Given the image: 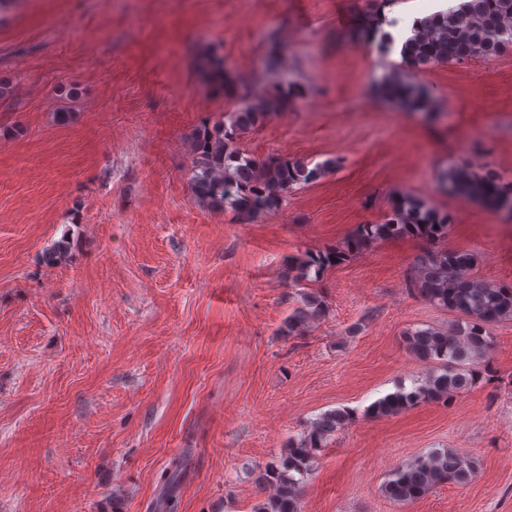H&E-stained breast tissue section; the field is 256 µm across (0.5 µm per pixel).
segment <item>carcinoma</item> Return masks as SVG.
Here are the masks:
<instances>
[{
  "label": "carcinoma",
  "mask_w": 512,
  "mask_h": 512,
  "mask_svg": "<svg viewBox=\"0 0 512 512\" xmlns=\"http://www.w3.org/2000/svg\"><path fill=\"white\" fill-rule=\"evenodd\" d=\"M395 0H371L357 38L381 56L392 55L395 42L389 32L396 19L384 8ZM512 49V0H460L453 8L418 20L411 36L402 44L398 69L376 81L375 92L410 112L435 109L431 94L414 75L443 63H462L472 58L491 59ZM208 76L236 93L238 106L216 127L203 126L193 141L192 187L196 197L217 209L248 220L279 209L289 192L315 181L324 167H309L300 159L257 161L240 150L236 140L264 122L272 112L288 105L291 90L283 84L255 97L246 86H235L224 69V61L205 63ZM442 184L451 195L477 199L486 206L512 215V184L501 183L492 173L481 174L456 166L442 174ZM452 217L442 214L412 194L399 196L379 224L359 225L341 246L295 259L289 278L295 284L317 279L329 267L353 259L359 250L377 242L413 237L430 248L412 267L409 288L430 303L461 315L443 330L416 328L406 335L408 349L432 364L425 377L411 387L396 390L370 404L366 415L381 419L401 414L422 403L449 404L457 393L485 378L494 346L491 325L512 320V285L493 283L470 275L475 257L464 250L444 246ZM68 254L63 238L46 252L48 265L61 263ZM326 311L325 301L314 292H304L300 305L288 315L285 331L301 334ZM350 415L345 410L324 412L310 423L306 434L288 442L278 460L267 464L258 476L270 494L254 512H302L301 495L311 474L314 451L343 428ZM476 462L455 448L431 450L394 470L384 484L387 497L412 503L435 487L469 483Z\"/></svg>",
  "instance_id": "carcinoma-1"
}]
</instances>
